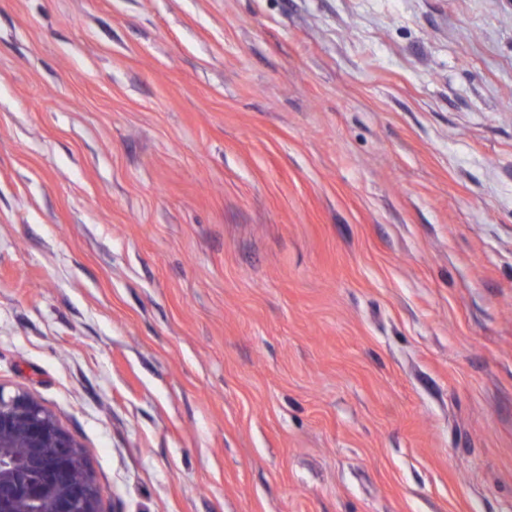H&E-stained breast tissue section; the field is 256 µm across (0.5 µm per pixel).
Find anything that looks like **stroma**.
Listing matches in <instances>:
<instances>
[{
	"label": "stroma",
	"instance_id": "stroma-1",
	"mask_svg": "<svg viewBox=\"0 0 512 512\" xmlns=\"http://www.w3.org/2000/svg\"><path fill=\"white\" fill-rule=\"evenodd\" d=\"M0 389L103 512H512V0H0Z\"/></svg>",
	"mask_w": 512,
	"mask_h": 512
}]
</instances>
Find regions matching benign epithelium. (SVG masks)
I'll return each instance as SVG.
<instances>
[{"label": "benign epithelium", "instance_id": "7a95c632", "mask_svg": "<svg viewBox=\"0 0 512 512\" xmlns=\"http://www.w3.org/2000/svg\"><path fill=\"white\" fill-rule=\"evenodd\" d=\"M0 512H103L76 439L34 396L1 389Z\"/></svg>", "mask_w": 512, "mask_h": 512}]
</instances>
